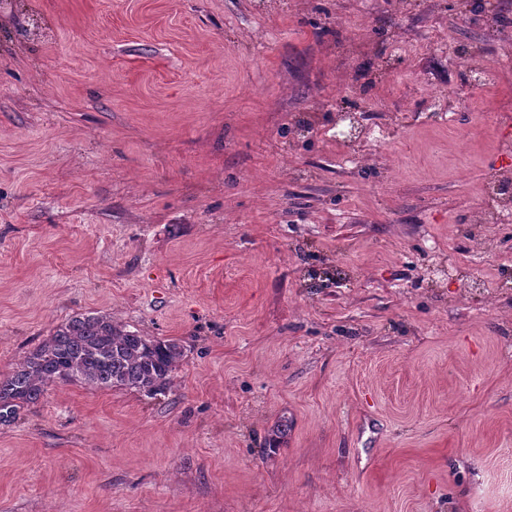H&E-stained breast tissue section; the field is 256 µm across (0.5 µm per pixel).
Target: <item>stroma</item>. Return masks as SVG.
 I'll list each match as a JSON object with an SVG mask.
<instances>
[{
	"instance_id": "1",
	"label": "stroma",
	"mask_w": 512,
	"mask_h": 512,
	"mask_svg": "<svg viewBox=\"0 0 512 512\" xmlns=\"http://www.w3.org/2000/svg\"><path fill=\"white\" fill-rule=\"evenodd\" d=\"M0 0V372L71 317L166 393L0 420V512H512V0Z\"/></svg>"
}]
</instances>
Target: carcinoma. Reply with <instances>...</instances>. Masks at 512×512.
<instances>
[{
  "instance_id": "cac0c4a2",
  "label": "carcinoma",
  "mask_w": 512,
  "mask_h": 512,
  "mask_svg": "<svg viewBox=\"0 0 512 512\" xmlns=\"http://www.w3.org/2000/svg\"><path fill=\"white\" fill-rule=\"evenodd\" d=\"M182 356L177 342L122 330L107 315L74 316L11 371L0 373V418L38 402L58 382L164 393Z\"/></svg>"
}]
</instances>
